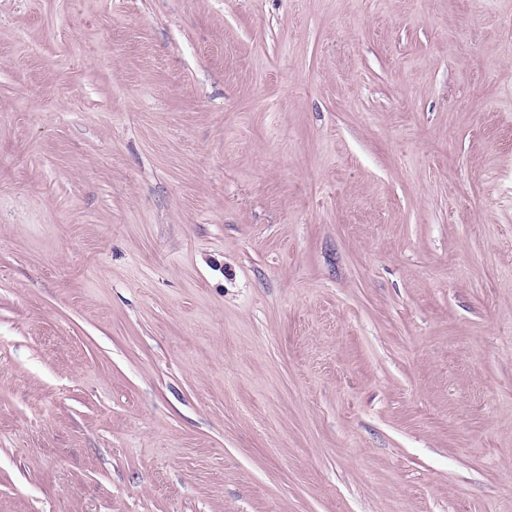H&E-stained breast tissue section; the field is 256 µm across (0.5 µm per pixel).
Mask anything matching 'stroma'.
Listing matches in <instances>:
<instances>
[{
	"label": "stroma",
	"instance_id": "35a3bbf8",
	"mask_svg": "<svg viewBox=\"0 0 512 512\" xmlns=\"http://www.w3.org/2000/svg\"><path fill=\"white\" fill-rule=\"evenodd\" d=\"M0 512H512V0H0Z\"/></svg>",
	"mask_w": 512,
	"mask_h": 512
}]
</instances>
